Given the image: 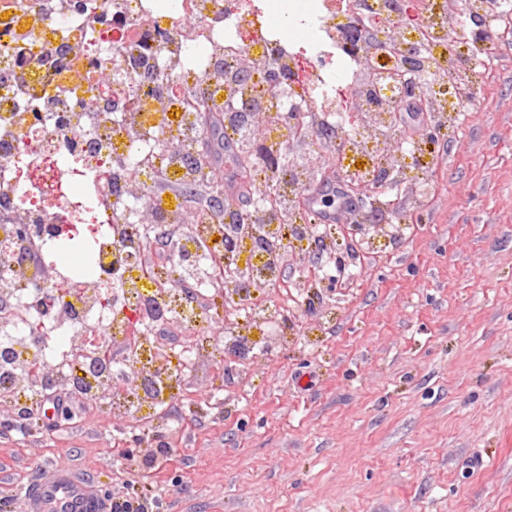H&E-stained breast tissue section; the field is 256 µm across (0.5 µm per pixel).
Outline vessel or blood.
<instances>
[{
  "mask_svg": "<svg viewBox=\"0 0 512 512\" xmlns=\"http://www.w3.org/2000/svg\"><path fill=\"white\" fill-rule=\"evenodd\" d=\"M37 512H109L93 478L69 467L39 470L26 486Z\"/></svg>",
  "mask_w": 512,
  "mask_h": 512,
  "instance_id": "b4317fda",
  "label": "vessel or blood"
}]
</instances>
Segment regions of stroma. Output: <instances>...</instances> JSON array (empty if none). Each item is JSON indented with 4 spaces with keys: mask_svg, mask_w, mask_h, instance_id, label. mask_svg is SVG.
<instances>
[{
    "mask_svg": "<svg viewBox=\"0 0 512 512\" xmlns=\"http://www.w3.org/2000/svg\"><path fill=\"white\" fill-rule=\"evenodd\" d=\"M494 58L459 56L463 123L407 173L438 189H390L404 228L374 219L345 287L307 284L301 253L287 324L237 362L208 312L213 355L154 420L72 400L0 433V500L31 512L24 485L64 463L148 512H512V45ZM340 185L312 182L309 212L341 238L367 211L325 204Z\"/></svg>",
    "mask_w": 512,
    "mask_h": 512,
    "instance_id": "stroma-1",
    "label": "stroma"
}]
</instances>
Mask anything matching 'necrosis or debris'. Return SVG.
Listing matches in <instances>:
<instances>
[{"label":"necrosis or debris","instance_id":"obj_1","mask_svg":"<svg viewBox=\"0 0 512 512\" xmlns=\"http://www.w3.org/2000/svg\"><path fill=\"white\" fill-rule=\"evenodd\" d=\"M310 3L296 23L312 35L291 43L272 26L267 0H0V72L18 70L19 56L32 60L20 78L0 82V239L10 240L14 252L0 259V400L28 408L39 382L27 370L48 361L56 386L83 402L132 414L163 409L176 381L209 349L198 340L171 358L152 342L153 331L197 328L203 302L219 294L231 306L225 348L250 352L241 321L284 316L251 304L250 287L280 285L289 249L302 243L318 239L333 252V235H316L299 221L297 203L310 176L297 165L274 187L279 209L271 224H197L182 233L181 206L156 210L155 223L176 230L170 254L179 266L198 268L202 282L194 302L181 288L161 287L150 274L144 236H127L123 214L154 175L147 155L129 160L130 144L166 137L179 146L168 160L169 178H195L182 147L199 132L198 111L194 96L164 93L170 80L214 101L230 92L259 99L276 118L265 127L266 145L311 144L313 136L295 135L310 123L335 128L337 166L367 182L381 164L397 174L408 169L406 155L388 152L399 137L391 107L404 84L419 85L433 124L455 126L471 75L454 63L450 31H496L507 21L505 8L490 0H466L459 21L449 18L446 0H423L421 26L385 30L372 19L393 15L394 0ZM398 44L420 46L418 71L394 54ZM102 59L122 89L110 100L82 78ZM340 82L359 107L351 126L339 112ZM19 224L30 228L22 239L13 235ZM220 230L236 236L232 257L243 265L216 283ZM61 242L78 263L60 259L54 246ZM47 281L63 293L38 343L29 304ZM126 379L135 393L122 389Z\"/></svg>","mask_w":512,"mask_h":512}]
</instances>
